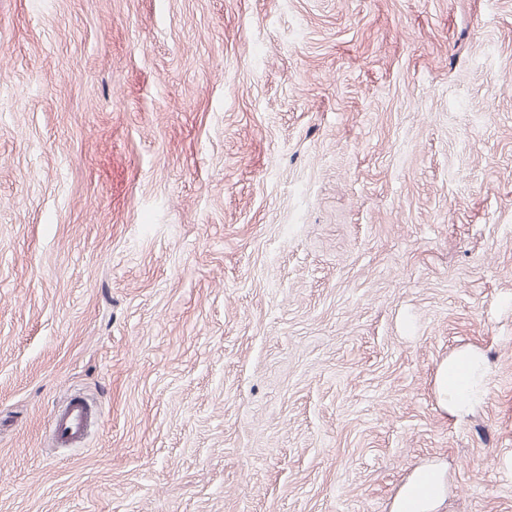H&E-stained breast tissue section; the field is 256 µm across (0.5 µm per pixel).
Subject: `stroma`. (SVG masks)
<instances>
[{"label": "stroma", "instance_id": "1", "mask_svg": "<svg viewBox=\"0 0 512 512\" xmlns=\"http://www.w3.org/2000/svg\"><path fill=\"white\" fill-rule=\"evenodd\" d=\"M424 463L512 512V0H0V512H391ZM487 362L482 352L464 348L440 362L434 376L439 408L455 418L471 415L487 394ZM89 422L88 406L83 401L74 400L55 415L54 427L63 435H68L69 441L77 442L85 435Z\"/></svg>", "mask_w": 512, "mask_h": 512}]
</instances>
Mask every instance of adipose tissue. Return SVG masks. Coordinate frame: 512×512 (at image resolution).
Segmentation results:
<instances>
[{"mask_svg":"<svg viewBox=\"0 0 512 512\" xmlns=\"http://www.w3.org/2000/svg\"><path fill=\"white\" fill-rule=\"evenodd\" d=\"M487 362L482 352L464 348L440 362L434 376L439 408L455 418L471 415L486 394ZM445 473L435 464L417 467L393 500L392 512H438L444 501Z\"/></svg>","mask_w":512,"mask_h":512,"instance_id":"adipose-tissue-1","label":"adipose tissue"}]
</instances>
